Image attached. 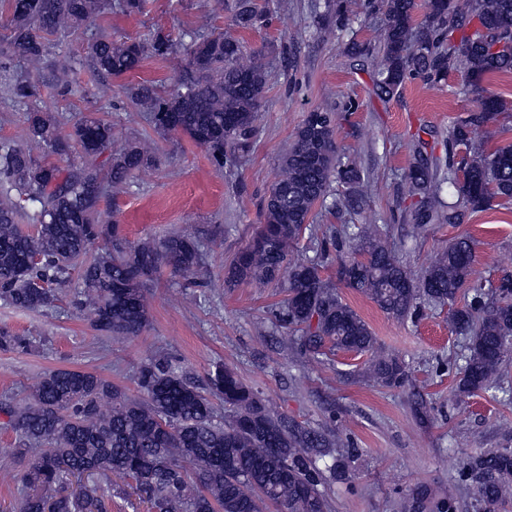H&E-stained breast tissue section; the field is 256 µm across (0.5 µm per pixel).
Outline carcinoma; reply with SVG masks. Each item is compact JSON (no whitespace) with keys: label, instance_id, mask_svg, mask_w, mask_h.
<instances>
[{"label":"carcinoma","instance_id":"carcinoma-1","mask_svg":"<svg viewBox=\"0 0 512 512\" xmlns=\"http://www.w3.org/2000/svg\"><path fill=\"white\" fill-rule=\"evenodd\" d=\"M144 0H6L5 47L0 79L10 97L25 106L26 134L45 147L29 150L0 142V188L14 191L33 208L34 234L17 228L20 209L0 201V300L39 311L54 301L52 287L65 288L79 270L77 307L90 311L98 330L122 337L140 335L148 325L147 287L166 269L189 276L200 264L197 241L171 234L159 241L132 242L119 222L100 211L106 183L119 185L153 165L144 143L112 146V124L90 113L63 131L54 110L37 104L38 85L14 76L13 58L42 61L50 72L68 67L49 57L50 38L77 32L105 13H140ZM415 0H367L370 14L384 16L376 46L354 45L373 58V93L396 96L406 81L439 83L448 73L465 71L476 95L475 108L448 131V168L418 150L403 180L417 197L410 221L459 224L465 213L481 211L498 198L512 202V145L460 162L453 149L469 146L479 134L495 136L492 116L504 100L489 83L512 79V0H427L425 18L416 23ZM327 16L345 28L350 17L342 0ZM263 14L253 0H235L232 23L253 30ZM176 40L158 31L146 40L114 42L107 35L88 46L89 65L120 78L141 69L149 58H164ZM189 71L177 89L164 91L152 81L133 86L138 103L151 112L161 134L182 133L205 148L219 172L248 152L267 83L264 52L222 32L199 35L188 45ZM337 113L323 107L308 112L280 158L261 223L224 268V287L241 284L284 288L272 310L280 329L296 332V344L314 357L353 351L366 356L362 377L398 389L409 382L405 364L384 352L367 322L337 292L342 284L372 300L391 318L404 320L427 301L448 306V321L467 336L463 364L455 366L456 399L498 389V377L512 358V277L497 285L472 278L476 241L462 235L419 274H414L382 242L372 225L355 224L343 234L318 237L313 215L332 183L348 190L341 203L362 213L361 172L336 156ZM231 150H226V147ZM73 152L81 166L61 165ZM448 201H443V184ZM316 254L288 259L304 236ZM352 241L350 256L341 253ZM103 249L90 261L87 248ZM336 251V278L326 275L330 250ZM23 336L0 331V349H25ZM138 394L130 395L101 376L67 369L45 373L28 401L0 402L6 425L18 436L1 457L27 461L25 489L12 512H112L121 492L112 476L132 481L138 498L153 512H330L320 486L343 465L319 467L342 446L336 432H320L286 417L273 416L263 398L231 368L219 365L198 386L166 358L142 364ZM224 403V415L213 400ZM475 489L479 512L512 507V448L466 455L457 481L436 497L426 488L409 494L407 512H456L458 485Z\"/></svg>","mask_w":512,"mask_h":512}]
</instances>
